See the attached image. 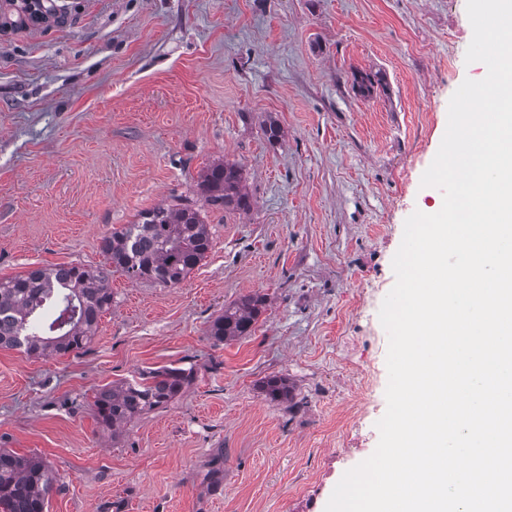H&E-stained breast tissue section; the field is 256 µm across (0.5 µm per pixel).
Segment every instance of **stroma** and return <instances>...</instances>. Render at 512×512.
<instances>
[{"instance_id":"1","label":"stroma","mask_w":512,"mask_h":512,"mask_svg":"<svg viewBox=\"0 0 512 512\" xmlns=\"http://www.w3.org/2000/svg\"><path fill=\"white\" fill-rule=\"evenodd\" d=\"M46 7L35 25L0 0V279L110 268L104 237L183 200L213 245L176 286L110 269L112 306L80 352L0 348V448L53 469L45 512H325L377 446L392 259L406 218L443 204L421 177L451 96L485 76L465 61L466 0ZM220 159L243 165L250 211L206 205L200 175ZM254 293L252 335L209 339ZM170 364L195 373L172 401L117 437L98 422V389ZM271 375L291 401L265 397Z\"/></svg>"}]
</instances>
